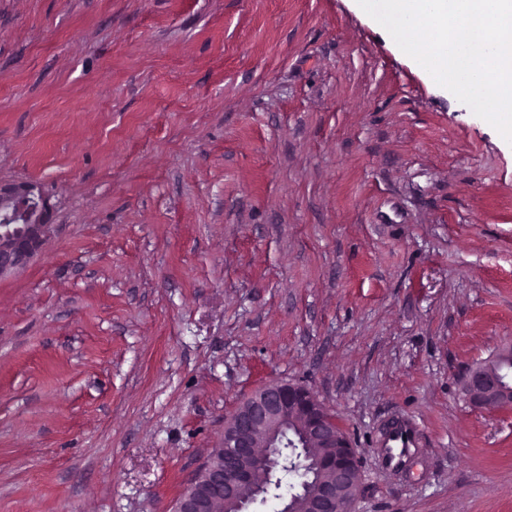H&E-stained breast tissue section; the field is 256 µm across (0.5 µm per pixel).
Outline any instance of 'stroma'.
I'll return each mask as SVG.
<instances>
[{
    "mask_svg": "<svg viewBox=\"0 0 512 512\" xmlns=\"http://www.w3.org/2000/svg\"><path fill=\"white\" fill-rule=\"evenodd\" d=\"M0 512H173L252 391L311 389L352 512H512V144L355 0H0ZM410 419L399 466L378 447ZM49 216L47 196L37 183L0 186V278L23 269L39 254ZM462 392L474 407L484 405L511 406L512 386L503 385L491 364L471 368L462 382Z\"/></svg>",
    "mask_w": 512,
    "mask_h": 512,
    "instance_id": "obj_1",
    "label": "stroma"
}]
</instances>
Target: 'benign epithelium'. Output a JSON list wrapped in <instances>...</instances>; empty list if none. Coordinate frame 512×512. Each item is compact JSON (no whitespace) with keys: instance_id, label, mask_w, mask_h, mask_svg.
<instances>
[{"instance_id":"7a95c632","label":"benign epithelium","mask_w":512,"mask_h":512,"mask_svg":"<svg viewBox=\"0 0 512 512\" xmlns=\"http://www.w3.org/2000/svg\"><path fill=\"white\" fill-rule=\"evenodd\" d=\"M47 196L35 182L0 186V277L24 268L41 251L49 224ZM462 392L474 407L512 404V386L503 385L490 364L471 368ZM291 429L297 440L288 438ZM301 444L325 450L310 466L302 494L280 512H348L356 488V463L336 418L307 387L271 381L247 397L224 423V435L210 449L187 484L174 512H250L266 491L257 461L278 449Z\"/></svg>"}]
</instances>
